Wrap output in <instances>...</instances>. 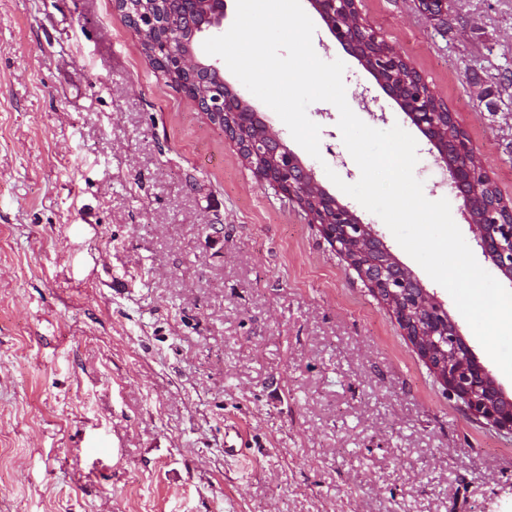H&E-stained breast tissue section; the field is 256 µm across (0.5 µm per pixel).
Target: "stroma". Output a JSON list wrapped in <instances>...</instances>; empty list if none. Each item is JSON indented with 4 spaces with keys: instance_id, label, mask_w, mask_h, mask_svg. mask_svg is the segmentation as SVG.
I'll return each mask as SVG.
<instances>
[{
    "instance_id": "obj_1",
    "label": "stroma",
    "mask_w": 512,
    "mask_h": 512,
    "mask_svg": "<svg viewBox=\"0 0 512 512\" xmlns=\"http://www.w3.org/2000/svg\"><path fill=\"white\" fill-rule=\"evenodd\" d=\"M452 112L512 201V0H357ZM367 125L411 124L316 21ZM338 201L439 293L375 214L339 111L319 157L232 74ZM416 178L449 174L417 136ZM238 429L243 454L224 453ZM0 512H512V435L449 398L387 308L293 201L142 53L113 0H0Z\"/></svg>"
}]
</instances>
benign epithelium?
Segmentation results:
<instances>
[{
  "label": "benign epithelium",
  "instance_id": "7a95c632",
  "mask_svg": "<svg viewBox=\"0 0 512 512\" xmlns=\"http://www.w3.org/2000/svg\"><path fill=\"white\" fill-rule=\"evenodd\" d=\"M209 2L211 9L204 22L192 27L186 36L181 29L173 32L181 43L180 51L170 58L157 50L152 52L156 69L163 74L179 75L178 87L197 104L200 77L213 71L222 73L218 61H203L196 54L198 34L223 31L224 0ZM310 4L334 40L361 62L436 149L437 161L450 174L452 192L464 207H469V199L489 174L464 135L456 139L459 158L448 159L446 124L456 123L453 114L439 109L433 92L420 76L403 80L382 75L380 66L396 70L405 62L399 53L392 49L382 51L378 64L362 53V43L378 47L384 41L357 17L356 0H310ZM115 5L124 13L130 27L144 34L145 21L153 17L141 10H129L130 0H115ZM242 111L243 106L228 86L206 96L207 117L216 122L224 117V135L236 146L243 161L253 158L263 161L255 176L300 205L333 250L346 259L394 316L448 396L461 400L470 414L511 434L512 398L505 395L491 370L477 358L445 303L395 257L372 225L363 223L348 206L322 188L314 173L259 115H254L250 138L241 140ZM487 215L488 219L475 221L472 227L500 275L512 283V208L504 207L497 199L487 206Z\"/></svg>",
  "mask_w": 512,
  "mask_h": 512
}]
</instances>
